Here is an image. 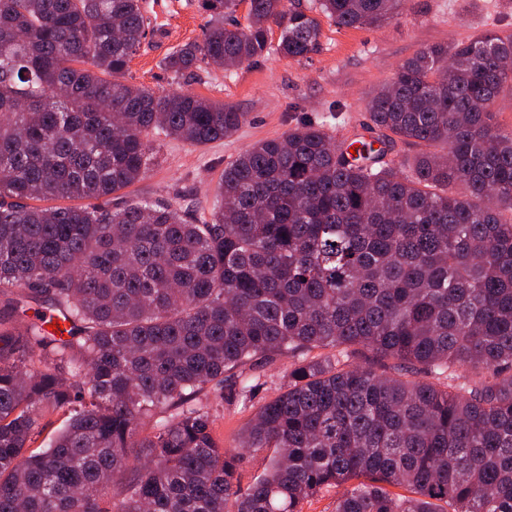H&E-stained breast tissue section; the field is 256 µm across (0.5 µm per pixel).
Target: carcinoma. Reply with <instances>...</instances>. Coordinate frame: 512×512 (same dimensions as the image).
Here are the masks:
<instances>
[{"instance_id":"carcinoma-1","label":"carcinoma","mask_w":512,"mask_h":512,"mask_svg":"<svg viewBox=\"0 0 512 512\" xmlns=\"http://www.w3.org/2000/svg\"><path fill=\"white\" fill-rule=\"evenodd\" d=\"M406 2L203 0L202 39L162 65L301 60L317 15L378 27ZM146 26L143 0H0V512H302L343 485L335 512H512V130L493 123L512 34L429 45L371 96L372 126L426 147L411 170L305 123L227 163L195 224L110 205L154 165L150 134L198 146L244 121L128 83ZM58 199L86 204L35 205ZM282 355L286 389L241 444L268 466L243 491L200 395Z\"/></svg>"}]
</instances>
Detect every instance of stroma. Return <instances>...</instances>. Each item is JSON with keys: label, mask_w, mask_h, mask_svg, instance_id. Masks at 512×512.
Listing matches in <instances>:
<instances>
[{"label": "stroma", "mask_w": 512, "mask_h": 512, "mask_svg": "<svg viewBox=\"0 0 512 512\" xmlns=\"http://www.w3.org/2000/svg\"><path fill=\"white\" fill-rule=\"evenodd\" d=\"M144 7L151 27H164L167 38L160 42L146 35L129 64L127 82L156 91L181 89L245 115L235 135L203 146L157 137L155 166L128 189L189 209L198 224L211 218L225 165L253 143L308 122L323 124L338 140L384 138V131L368 129L367 104L400 64L427 45L463 41L490 27L512 34V0H408L398 19L377 28L322 21L320 47L309 58H260L230 74L204 64L194 76L176 78L163 59L178 45L201 38L210 16L199 0H145ZM206 402L217 438L225 448L238 447L251 408L212 394Z\"/></svg>", "instance_id": "obj_1"}]
</instances>
